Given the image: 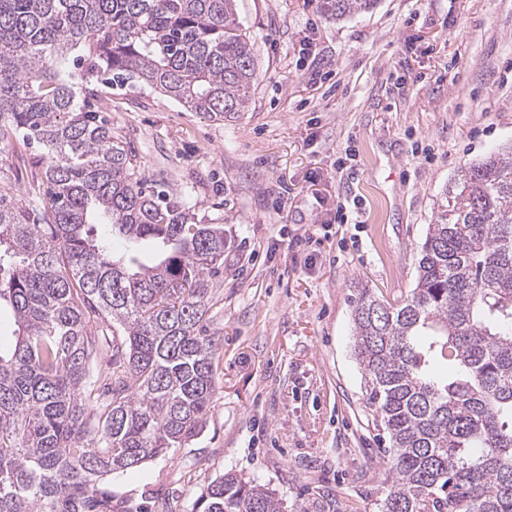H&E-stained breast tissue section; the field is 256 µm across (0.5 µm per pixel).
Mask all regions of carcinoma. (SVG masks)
<instances>
[{
    "label": "carcinoma",
    "mask_w": 512,
    "mask_h": 512,
    "mask_svg": "<svg viewBox=\"0 0 512 512\" xmlns=\"http://www.w3.org/2000/svg\"><path fill=\"white\" fill-rule=\"evenodd\" d=\"M315 2L341 20L377 0ZM255 80L236 0H0V140L37 143L46 184L39 208L0 194V305L18 326L0 353V512H99L103 477L200 433L224 224L145 191L91 100L142 82L222 118L249 109ZM444 195L415 287L395 305L362 288L352 310L366 402L390 442L381 512H512V151L461 167ZM94 224L112 225L126 252ZM145 242L161 246L151 264ZM109 352L112 371L91 374ZM193 512L282 510L228 472Z\"/></svg>",
    "instance_id": "obj_1"
}]
</instances>
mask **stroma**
Listing matches in <instances>:
<instances>
[{
	"instance_id": "1",
	"label": "stroma",
	"mask_w": 512,
	"mask_h": 512,
	"mask_svg": "<svg viewBox=\"0 0 512 512\" xmlns=\"http://www.w3.org/2000/svg\"><path fill=\"white\" fill-rule=\"evenodd\" d=\"M255 41L248 111L205 119L142 83L105 89L142 178L224 222L210 282L220 337L206 425L105 480L106 512H192L224 473L283 512H380L386 443L364 397L353 300L400 302L457 170L512 145V0H237ZM36 145L0 141V194L36 183ZM348 205V223L327 209ZM323 17L341 20L375 7L377 0H314Z\"/></svg>"
}]
</instances>
